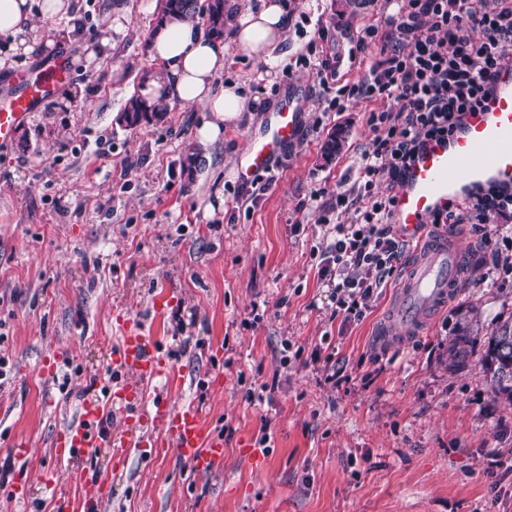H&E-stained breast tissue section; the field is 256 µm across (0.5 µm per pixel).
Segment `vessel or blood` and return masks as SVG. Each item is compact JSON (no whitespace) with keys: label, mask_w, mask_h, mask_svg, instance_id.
<instances>
[{"label":"vessel or blood","mask_w":512,"mask_h":512,"mask_svg":"<svg viewBox=\"0 0 512 512\" xmlns=\"http://www.w3.org/2000/svg\"><path fill=\"white\" fill-rule=\"evenodd\" d=\"M68 55L18 71L0 83V145H8L16 129L50 102L74 77ZM306 93L290 85L278 101L272 121L254 134L239 177L250 181L267 169L303 136ZM493 185L512 191V66L500 69L478 111L463 116L455 132L429 140L407 169L399 188L392 222L413 241V256L397 288L395 323L413 332L431 322L453 297L461 279L464 251L458 236L440 228L429 230L428 218L449 202H463L480 188ZM113 380L106 401L84 400L75 421L59 431L53 453L73 462L108 451L121 464L128 449L153 456L168 450L195 474L224 461V436L211 431L193 404L173 405L150 393L155 379H173L166 356L153 337L134 322H125L110 356ZM154 436H145L146 428ZM83 501L66 494L52 500V512H86L103 502L107 483L83 479Z\"/></svg>","instance_id":"b4317fda"}]
</instances>
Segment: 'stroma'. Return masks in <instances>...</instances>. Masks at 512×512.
I'll list each match as a JSON object with an SVG mask.
<instances>
[{
    "instance_id": "1",
    "label": "stroma",
    "mask_w": 512,
    "mask_h": 512,
    "mask_svg": "<svg viewBox=\"0 0 512 512\" xmlns=\"http://www.w3.org/2000/svg\"><path fill=\"white\" fill-rule=\"evenodd\" d=\"M281 2L291 18L285 59L270 66L232 46L216 79L255 98L253 123L226 127L208 147L197 142L208 118L198 107L174 103L164 121L134 127L121 119L157 73L150 37L161 0H82L77 35L64 20L42 22L48 55L68 52L75 77L0 148V512H49L55 493L80 496L79 469L106 480L101 512H512V407L482 370L485 340L464 365L448 357L470 312L488 331L512 316V273L491 266L505 243L494 225L487 245L463 232L456 295L421 334L386 335L391 287L363 320L332 317L313 208L356 176L368 114L383 103L354 99L336 111L335 89L318 85L313 66L335 58L339 84L361 79L376 55L356 53L357 35L395 5ZM291 83L308 88L306 135L255 201L238 168ZM334 133L342 146L328 160ZM190 150L191 181L180 166ZM125 318L182 375L169 400L194 403L223 431L222 467L190 479L172 454L134 448L115 469L103 455L55 461L56 433L101 395L84 380L106 375ZM286 340L300 359L284 361ZM54 350L56 373L39 377ZM329 359L343 364L342 380H328ZM218 371L224 383L210 387ZM263 382L269 400L248 403V384ZM265 432L271 446L257 461L249 451ZM19 440L26 455L12 451ZM18 475L32 489L24 504L4 495Z\"/></svg>"
}]
</instances>
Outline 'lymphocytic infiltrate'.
Returning a JSON list of instances; mask_svg holds the SVG:
<instances>
[{
	"label": "lymphocytic infiltrate",
	"mask_w": 512,
	"mask_h": 512,
	"mask_svg": "<svg viewBox=\"0 0 512 512\" xmlns=\"http://www.w3.org/2000/svg\"><path fill=\"white\" fill-rule=\"evenodd\" d=\"M356 48L375 49L378 60L357 83L338 86L333 106L344 110L355 98L388 106L369 113L370 142L355 182L336 194L338 220L319 253L318 276L347 322L363 318L373 295L399 280L408 247L390 222L396 197L377 185H401L426 141L451 135L460 116L480 106L496 71L512 64V0H405L364 27ZM511 216L512 192L489 187L430 222L469 225L485 242L488 223Z\"/></svg>",
	"instance_id": "lymphocytic-infiltrate-1"
}]
</instances>
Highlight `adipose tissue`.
<instances>
[{
	"label": "adipose tissue",
	"mask_w": 512,
	"mask_h": 512,
	"mask_svg": "<svg viewBox=\"0 0 512 512\" xmlns=\"http://www.w3.org/2000/svg\"><path fill=\"white\" fill-rule=\"evenodd\" d=\"M78 0H0V68L13 66L17 57L42 53L40 23L63 19L76 25ZM288 19L279 0H260L256 8L235 10L228 19L231 42L207 34L198 20L167 21L153 35L150 58L160 74L143 94L147 100L176 101L200 106L210 117L198 129L201 144L216 142L225 127L243 122L252 109L235 84L216 88L215 77L224 70L229 44H236L257 61L268 63L280 56Z\"/></svg>",
	"instance_id": "adipose-tissue-1"
}]
</instances>
